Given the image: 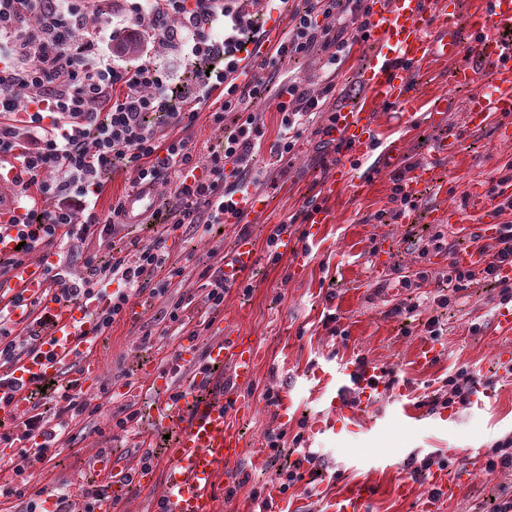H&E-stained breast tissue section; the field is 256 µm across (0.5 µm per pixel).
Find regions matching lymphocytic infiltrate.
<instances>
[{
  "label": "lymphocytic infiltrate",
  "instance_id": "obj_1",
  "mask_svg": "<svg viewBox=\"0 0 512 512\" xmlns=\"http://www.w3.org/2000/svg\"><path fill=\"white\" fill-rule=\"evenodd\" d=\"M375 0H296L288 29L271 49L273 59L319 54L338 64L347 49L368 34ZM154 26L153 39L171 43L188 65L203 73L174 105L171 75L144 48L135 67L118 64L116 45L138 34L144 22ZM263 35L247 0H131L115 16L112 0H0V170L13 186L9 222L17 230L20 250L0 261V281L27 261L65 249L71 240L110 245L118 226L127 223L123 197L112 201L111 215L101 218L97 201L104 190L103 172L123 164L138 185L163 184L181 221L209 230L224 221L235 194L249 195L258 186L250 177L252 154L264 136L253 103L258 86H270L274 75L253 74L242 81L240 57ZM334 84L313 91L293 81L280 86L289 101L278 103L281 115L275 148L292 155L304 132L323 111ZM219 97L208 120L224 126L220 149L204 158L193 156L184 139L164 137L163 128L192 125L197 104ZM235 113L225 127V113ZM161 117V125L149 122ZM503 248L483 258L482 270L452 263L449 281L471 282L476 275L494 281L502 303L512 302V224H502ZM165 238L118 250L108 261L96 253L84 259L85 271L70 276L60 268V301L70 303L107 295V308L95 312L96 332L108 330L132 299L150 292L167 298L171 322L183 324L182 300L169 290L182 268L169 265ZM167 277L156 281L159 270ZM115 292H108V285ZM62 406L53 414L31 406L0 440L12 444L41 437L33 452H21L15 473L29 458H45L56 449L77 417L100 414V405L68 382L53 389Z\"/></svg>",
  "mask_w": 512,
  "mask_h": 512
}]
</instances>
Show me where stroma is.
<instances>
[{
    "instance_id": "stroma-1",
    "label": "stroma",
    "mask_w": 512,
    "mask_h": 512,
    "mask_svg": "<svg viewBox=\"0 0 512 512\" xmlns=\"http://www.w3.org/2000/svg\"><path fill=\"white\" fill-rule=\"evenodd\" d=\"M371 41L353 45L337 73H330L321 56L297 57L276 62L275 71L304 87L319 90L335 83L336 91L327 101V111L344 105L371 107L379 146L361 157L357 168L364 174L361 188L330 199L322 185L336 171L321 147L314 129L301 136L295 157L279 156L273 147L280 123L277 101L272 92L260 90L253 107L265 135L253 164L260 173L259 193L267 202L265 211L252 217L247 227L215 224L205 235L173 230L175 214L163 224H126L101 248L99 260L111 257L112 249H122L130 241L150 244L164 236L169 262L184 274L172 290L174 297L187 301L186 314L200 325L199 335H189L169 319L164 299L142 295L135 314L117 319L100 335L95 351L98 377L86 393L101 404L100 414L71 422L72 443L58 448L49 459L25 466L23 476L14 472L0 475V512L18 502L16 488L29 485L44 496L58 498L95 489L103 475L96 466L101 453H112L140 461L145 449H152L151 466L156 480L152 487L138 488L114 502V512H154L164 484L169 444L163 431L152 429L150 412L158 399L181 387L186 377L171 378L162 389L150 382L163 359L192 348L197 359H205L214 342L227 334L256 339L259 350L257 374L245 392L243 407L232 412L231 424L240 429L248 457L262 456L259 467L238 465L224 475L223 486H237L233 498L221 499V512H248L254 501L252 491L271 496L275 512H336V505L358 484L373 491L371 512H422L430 497L428 478H410L416 460L438 450H454L457 461L448 469L453 482L442 496L440 512H498L512 500V467L486 471L487 452L494 441L512 432V375L496 361L498 351L512 350V331L500 330L495 313L500 308L499 288L475 278L467 288L450 292L440 306L433 301L418 302V292L400 287L402 277L417 278L427 273L426 290L437 292L448 286V271L459 253L478 260L479 247L494 252L501 243L480 234L486 222L503 223L495 214V201L475 207L471 193H487L489 182L499 168L512 162V140L498 135L500 127L512 126V113L494 116L483 129L466 123L469 90L454 88L451 72L455 60L430 59L414 65L418 109L370 105L363 81L364 69L374 54ZM448 95L447 112H431L434 98ZM198 120L181 136L197 156L218 148L223 127L233 126L234 113L224 115L223 126L207 119L210 104L197 107ZM457 141V152L437 158L436 141ZM433 168V185L420 195L416 209L404 221L387 224L377 213L390 210L391 177L409 163ZM316 200L328 212L315 239L309 240L303 269H295L292 255L279 261L268 258L266 239L274 225L288 227L291 239H300L306 227L292 223L291 217L306 200ZM443 233L446 250L420 256L416 246L434 233ZM250 238L257 251V264L245 276L249 290L230 288L224 307L209 310L203 302L200 272L210 262L211 253L230 255L236 242ZM420 303L422 321L405 323L394 315L397 306ZM338 316L336 327L323 323L325 314ZM438 318L443 335L437 359L421 362L417 350L429 343L424 319ZM365 357L378 372L397 370L400 380L380 388L357 423L336 415L339 372ZM472 370L490 397L483 406L453 411L431 410L430 400L442 380L454 368ZM279 391L287 408L266 404V389ZM409 406L413 417L403 416ZM137 413L135 431L107 430L108 415ZM332 417L334 430L318 433L319 420ZM285 430L280 451L269 448L265 434ZM301 443H294L295 434ZM316 458L314 472L287 494L275 493L271 479L277 468L293 462L294 451ZM411 482L413 492L401 496V482Z\"/></svg>"
}]
</instances>
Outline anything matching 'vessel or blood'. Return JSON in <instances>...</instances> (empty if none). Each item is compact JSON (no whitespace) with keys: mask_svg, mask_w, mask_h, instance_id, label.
<instances>
[{"mask_svg":"<svg viewBox=\"0 0 512 512\" xmlns=\"http://www.w3.org/2000/svg\"><path fill=\"white\" fill-rule=\"evenodd\" d=\"M458 6V0H448L446 14L437 19L426 9L425 0H382L370 30L376 47L366 68L371 101L409 105L416 88L402 62L459 56L466 48V37L512 25V0H475L463 21L458 18ZM478 49L486 62V86L468 100L466 119L474 128L484 125L492 114L512 112V48L489 41L479 44ZM371 125L370 112L348 106L337 114L336 134L350 141L353 151L359 153L369 148ZM354 182L353 171L338 166L335 177L324 183L323 194L336 196L348 191ZM256 262L252 243H238L224 262L225 283L238 282ZM57 294L46 277L44 261L38 259L13 270L5 290H0V308H8L20 325L31 324L43 312L52 317L32 353L0 368L22 384L15 392L0 389L1 422H17L29 407V390L58 379L67 367H74L73 379L80 386L89 387L96 381L97 337L91 315L107 302L92 297L62 304L57 302ZM257 356L251 337L224 336L213 344L208 358L210 365L225 369L229 388L214 389L203 376H192L179 399H166L157 405L152 422L173 431L174 439L169 450L172 465L155 512H216L217 476L232 471L244 455L245 441L230 426L229 418L239 405V389L247 387L255 376ZM97 467L113 475L97 512H111L113 497L149 479L142 465L120 458L99 459ZM371 495L368 486H355L338 512H368Z\"/></svg>","mask_w":512,"mask_h":512,"instance_id":"vessel-or-blood-1","label":"vessel or blood"}]
</instances>
